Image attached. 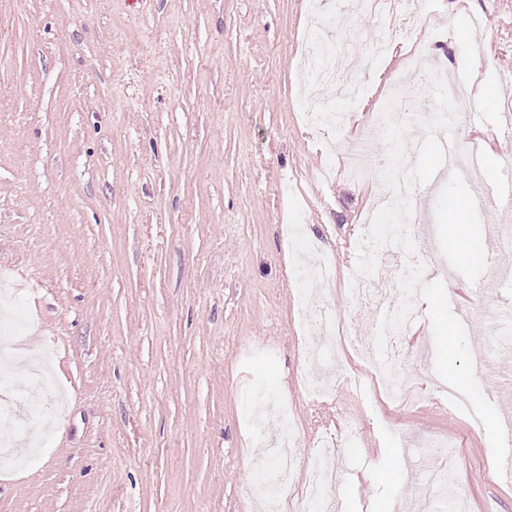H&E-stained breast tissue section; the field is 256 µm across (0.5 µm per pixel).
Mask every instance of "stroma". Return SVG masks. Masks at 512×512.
I'll return each mask as SVG.
<instances>
[{"label":"stroma","instance_id":"1","mask_svg":"<svg viewBox=\"0 0 512 512\" xmlns=\"http://www.w3.org/2000/svg\"><path fill=\"white\" fill-rule=\"evenodd\" d=\"M315 15L328 41L356 30L362 57L335 87L341 100L363 84L357 119L327 130L300 117ZM397 25L356 0L316 14L310 0H0V274L15 285L0 310L24 320L0 368L15 406L63 402L52 420L26 410L32 434L0 467V512H283L250 492L275 463L251 435L248 388L287 403L294 456L324 433L350 436L328 489L336 512H405L410 500L449 512L418 465L437 436L465 445L457 489L472 512H512L499 458L512 277L448 240L451 204L479 190L471 233L512 226L499 204L512 187V0H419L422 53L446 61L462 104L423 70L404 86L413 119L375 145L418 189V239H397V252L432 254L411 269L407 340L426 350L395 366L412 392L389 404L362 369L353 385L324 373L333 393L317 403L304 385L320 370L302 358L303 310L378 333L375 309L346 286L350 267L393 260L360 229L385 172L355 180L347 168L408 66ZM438 26L447 40L433 39ZM449 138L452 165L439 152ZM310 243L336 262L315 299L298 281Z\"/></svg>","mask_w":512,"mask_h":512}]
</instances>
